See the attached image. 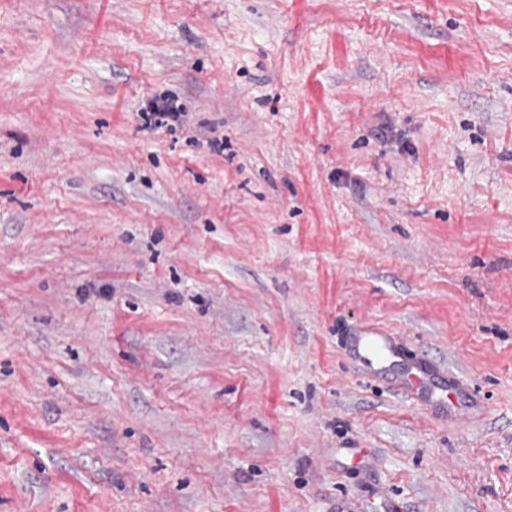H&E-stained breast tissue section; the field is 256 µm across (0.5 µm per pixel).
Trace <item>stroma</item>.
<instances>
[{"label":"stroma","mask_w":512,"mask_h":512,"mask_svg":"<svg viewBox=\"0 0 512 512\" xmlns=\"http://www.w3.org/2000/svg\"><path fill=\"white\" fill-rule=\"evenodd\" d=\"M384 497L512 512V0H0V512ZM186 113L183 106L178 104L176 97L164 95L147 101L145 108L140 110L138 116L145 122V127H150L152 122L154 126L159 127L163 124L167 125L169 121L183 125ZM350 349L356 362L373 370H382L388 361L403 352L392 336L371 331L352 336Z\"/></svg>","instance_id":"obj_1"}]
</instances>
